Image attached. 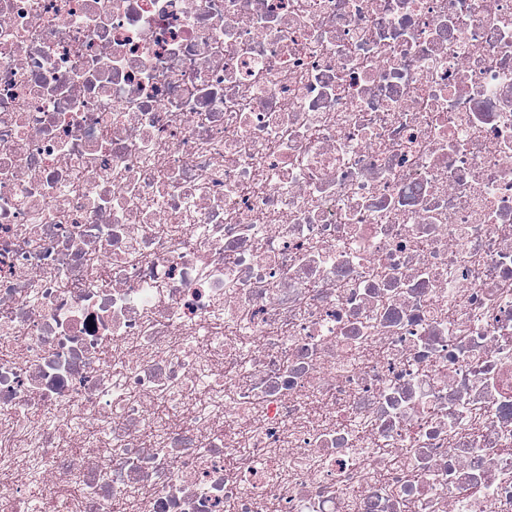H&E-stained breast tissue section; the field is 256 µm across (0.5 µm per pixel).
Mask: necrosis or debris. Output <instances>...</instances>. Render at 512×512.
Masks as SVG:
<instances>
[{"mask_svg": "<svg viewBox=\"0 0 512 512\" xmlns=\"http://www.w3.org/2000/svg\"><path fill=\"white\" fill-rule=\"evenodd\" d=\"M118 505L512 512V0H0V512Z\"/></svg>", "mask_w": 512, "mask_h": 512, "instance_id": "obj_1", "label": "necrosis or debris"}]
</instances>
